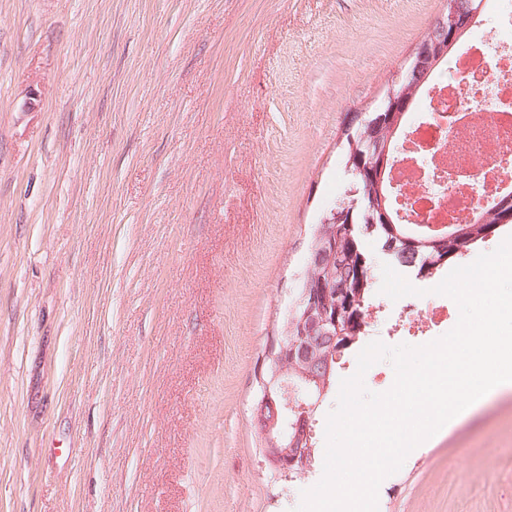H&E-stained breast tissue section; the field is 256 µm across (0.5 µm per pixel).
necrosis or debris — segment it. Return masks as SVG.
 Masks as SVG:
<instances>
[{
	"label": "necrosis or debris",
	"mask_w": 512,
	"mask_h": 512,
	"mask_svg": "<svg viewBox=\"0 0 512 512\" xmlns=\"http://www.w3.org/2000/svg\"><path fill=\"white\" fill-rule=\"evenodd\" d=\"M465 85L439 79L416 100L421 121L403 131L394 169L399 210L413 224H461L512 193V42L496 55L471 46L451 59ZM465 112L466 124L448 130L430 118L435 109ZM457 171L458 184L438 192L429 170Z\"/></svg>",
	"instance_id": "1"
}]
</instances>
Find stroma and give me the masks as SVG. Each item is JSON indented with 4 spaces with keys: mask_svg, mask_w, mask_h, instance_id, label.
<instances>
[{
    "mask_svg": "<svg viewBox=\"0 0 512 512\" xmlns=\"http://www.w3.org/2000/svg\"><path fill=\"white\" fill-rule=\"evenodd\" d=\"M447 0H0V512H294L257 367L377 107ZM377 340L405 307L381 295ZM512 392L413 449L378 512H512ZM462 490L448 492L449 474Z\"/></svg>",
    "mask_w": 512,
    "mask_h": 512,
    "instance_id": "35a3bbf8",
    "label": "stroma"
}]
</instances>
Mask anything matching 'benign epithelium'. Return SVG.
<instances>
[{
    "mask_svg": "<svg viewBox=\"0 0 512 512\" xmlns=\"http://www.w3.org/2000/svg\"><path fill=\"white\" fill-rule=\"evenodd\" d=\"M483 0H448V7L432 27V33L424 37L413 49L404 69L397 73L389 84L376 118L367 122L369 135L362 137L360 150L355 152V173L374 185V191L363 193L353 190L342 212L332 211L342 220L359 208L376 209L383 222L391 223L385 209L386 198L381 185L389 160L388 132L398 127L402 113L408 111L412 93L428 79L432 70L447 55L448 49L456 46L461 37L477 21ZM350 302L351 287L337 286L319 281L313 288L299 292L291 313L289 332L270 341L265 356L258 368L260 395L254 405V421L259 429L265 465L288 477L293 472H303L309 467V449L298 448L308 431V413L314 406L295 399L294 386L288 379V367L308 365L314 346L323 341L336 342L341 335L336 314L329 308L331 298Z\"/></svg>",
    "mask_w": 512,
    "mask_h": 512,
    "instance_id": "obj_1",
    "label": "benign epithelium"
}]
</instances>
